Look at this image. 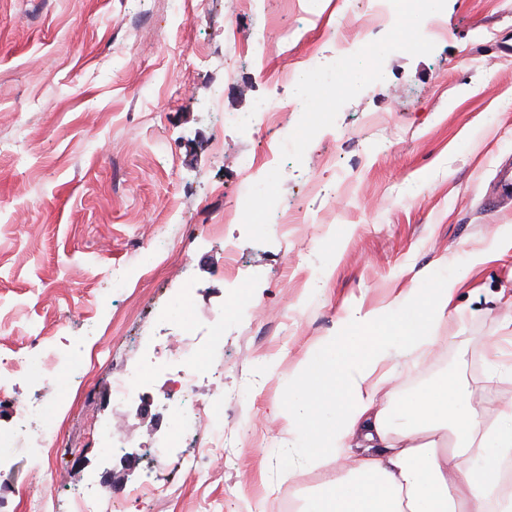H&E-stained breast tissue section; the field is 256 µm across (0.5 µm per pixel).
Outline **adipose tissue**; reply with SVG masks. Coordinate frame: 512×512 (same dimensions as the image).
<instances>
[{"label": "adipose tissue", "mask_w": 512, "mask_h": 512, "mask_svg": "<svg viewBox=\"0 0 512 512\" xmlns=\"http://www.w3.org/2000/svg\"><path fill=\"white\" fill-rule=\"evenodd\" d=\"M470 268L383 310H351L338 335L288 378V456L323 471L301 512H512V402L477 409L446 375L402 393L383 368L433 344Z\"/></svg>", "instance_id": "ef3b65f1"}]
</instances>
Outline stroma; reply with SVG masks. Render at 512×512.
<instances>
[{
  "mask_svg": "<svg viewBox=\"0 0 512 512\" xmlns=\"http://www.w3.org/2000/svg\"><path fill=\"white\" fill-rule=\"evenodd\" d=\"M345 0H0V359L33 337L81 350L80 374L37 367L7 380L0 429L24 406L57 401L51 457L0 463V512L36 491L49 512L95 482L113 492L150 477L159 496L127 512H265L299 502L322 476H283L284 383L335 334L347 308L370 310L485 258L419 364L396 363L411 392L450 373L476 407L512 399L485 382L491 341L512 336V202L487 204L512 156V0H438L439 33L361 14L362 62L379 80L298 101L288 142L224 116L297 101L278 72L336 64ZM271 205L310 218L276 231L270 207L225 221L245 176ZM220 233H209L210 225ZM238 249L234 280L224 245ZM127 269L122 287L112 271ZM113 347L97 352L100 336ZM206 365L194 397L224 402V455L199 447L165 411L160 370L175 341ZM140 370L131 402L112 379ZM131 436L110 449L102 433ZM177 443L144 461L157 436ZM199 459L196 470L176 466ZM49 473L32 488L34 466Z\"/></svg>",
  "mask_w": 512,
  "mask_h": 512,
  "instance_id": "1",
  "label": "stroma"
}]
</instances>
